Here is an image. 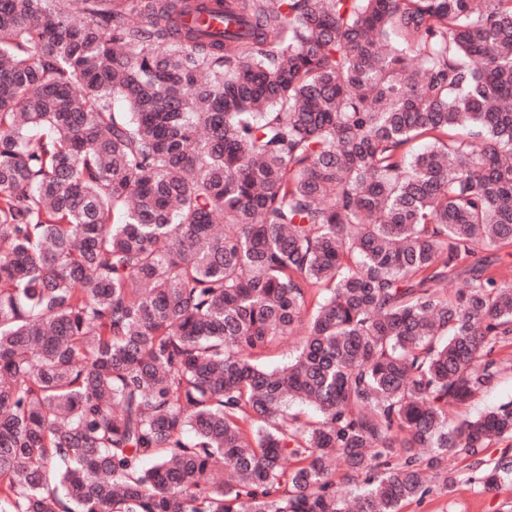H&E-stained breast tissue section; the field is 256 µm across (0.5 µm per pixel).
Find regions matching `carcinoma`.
I'll return each mask as SVG.
<instances>
[{
  "mask_svg": "<svg viewBox=\"0 0 512 512\" xmlns=\"http://www.w3.org/2000/svg\"><path fill=\"white\" fill-rule=\"evenodd\" d=\"M216 2L0 0V512L512 483V0ZM510 400H512V368L501 374L494 388L477 394L465 405L449 406L448 411L455 419H470Z\"/></svg>",
  "mask_w": 512,
  "mask_h": 512,
  "instance_id": "1",
  "label": "carcinoma"
}]
</instances>
